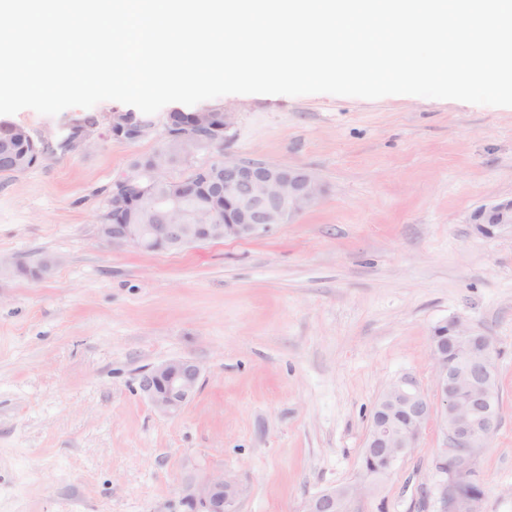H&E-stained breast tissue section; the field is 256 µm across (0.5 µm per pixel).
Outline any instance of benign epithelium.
<instances>
[{
	"label": "benign epithelium",
	"mask_w": 512,
	"mask_h": 512,
	"mask_svg": "<svg viewBox=\"0 0 512 512\" xmlns=\"http://www.w3.org/2000/svg\"><path fill=\"white\" fill-rule=\"evenodd\" d=\"M149 132L148 128L133 126V120L125 112L112 114V134L116 137L137 140ZM90 135L91 129L75 122L60 135L42 139V157L57 154L59 148L66 153L80 152ZM145 175L146 172L135 169L117 180L109 207L112 223L97 227L101 241L155 252L181 250L229 237L253 238L276 224L290 222L311 208L322 194L319 179L306 169L226 156L224 175H217L209 164L201 165L192 176L175 182V191L153 203L163 216L180 207L182 200H193L214 214H224V223H119L139 208V178ZM471 223L486 238L512 235V200L477 209ZM450 336H464L478 344V350L464 351L452 369L443 365ZM431 347L435 362L441 364L434 379L443 410H438L415 378H401L377 402L366 453L381 456L388 467H394L415 447L422 428L436 415L447 437L446 446L438 449L437 462L466 473L477 454L491 442L499 425L493 396L486 387L496 371L494 346L489 336L454 318L435 328ZM201 377L202 370L196 362L170 359L144 374L140 389L158 413L174 416L192 403ZM396 416L404 417L409 426L394 427ZM243 493L244 486L238 477L225 472L189 482L182 504L185 512H237ZM361 498L360 492L347 495L339 487L329 488L308 501L307 512H353L355 502Z\"/></svg>",
	"instance_id": "obj_1"
}]
</instances>
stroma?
<instances>
[{
    "label": "stroma",
    "instance_id": "1",
    "mask_svg": "<svg viewBox=\"0 0 512 512\" xmlns=\"http://www.w3.org/2000/svg\"><path fill=\"white\" fill-rule=\"evenodd\" d=\"M232 126L169 175L222 155L313 171L324 194L250 239L143 253L101 242L108 189L162 143L165 111L128 142L126 104L4 117L54 134L97 115L93 149L0 173V512H184L187 482L228 471L238 512H305L356 480L375 405L393 382L434 385L431 336L458 318L490 336L500 422L479 455L481 512H512V236L480 207L512 199V109L326 93L210 101ZM195 361L191 405L159 414L149 368ZM431 418L359 512H446ZM127 113L128 112H116L112 114V134L119 138L132 140L147 136L151 127L144 129H142V127H149L152 125V122L134 113H129L134 118L135 123L142 126L141 128H135V126H133L134 121ZM471 224H475L476 231L486 238L512 235V200L477 209L471 217Z\"/></svg>",
    "mask_w": 512,
    "mask_h": 512
}]
</instances>
